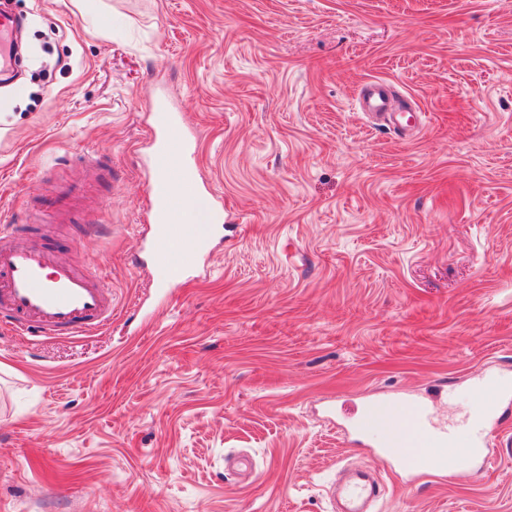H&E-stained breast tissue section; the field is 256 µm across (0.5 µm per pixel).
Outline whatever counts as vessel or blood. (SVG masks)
Returning a JSON list of instances; mask_svg holds the SVG:
<instances>
[{
	"mask_svg": "<svg viewBox=\"0 0 512 512\" xmlns=\"http://www.w3.org/2000/svg\"><path fill=\"white\" fill-rule=\"evenodd\" d=\"M17 31L12 14L0 12V70L8 72L15 61L9 55ZM397 93L383 80L369 84L357 107L377 121L394 124L389 106ZM174 122L152 126L147 137L153 145L152 164L161 166L170 153ZM176 190L155 183L150 187L146 219L154 226L152 259L170 281L183 278L196 259L190 253L189 225L178 223ZM112 288L90 264H63L56 260L39 221L0 226V323L35 338L84 335L112 321ZM512 405V376L502 374L482 379L476 400L455 421L440 420L427 402L401 398L383 400L362 414L347 429L351 442L377 451L379 460L414 476L430 470L447 471L449 459L467 472L475 460L486 455V437L496 427L501 407ZM408 408L411 429L398 435L399 421L393 412ZM336 512H371L380 495L377 478L366 470H350L332 487Z\"/></svg>",
	"mask_w": 512,
	"mask_h": 512,
	"instance_id": "b4317fda",
	"label": "vessel or blood"
}]
</instances>
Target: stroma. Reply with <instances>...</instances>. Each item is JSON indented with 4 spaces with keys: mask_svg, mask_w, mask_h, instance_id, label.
I'll return each mask as SVG.
<instances>
[{
    "mask_svg": "<svg viewBox=\"0 0 512 512\" xmlns=\"http://www.w3.org/2000/svg\"><path fill=\"white\" fill-rule=\"evenodd\" d=\"M5 5L48 73L0 86V225L85 180L56 257L115 308L32 348L0 327V512H330L376 462L340 425L383 397L457 417L512 369V0ZM375 79L412 135L355 108ZM166 100L217 218L174 283L142 221ZM487 452L385 473L379 512H512V428Z\"/></svg>",
    "mask_w": 512,
    "mask_h": 512,
    "instance_id": "stroma-1",
    "label": "stroma"
}]
</instances>
